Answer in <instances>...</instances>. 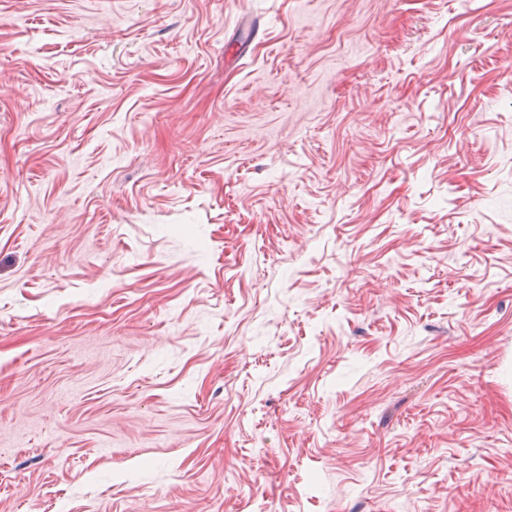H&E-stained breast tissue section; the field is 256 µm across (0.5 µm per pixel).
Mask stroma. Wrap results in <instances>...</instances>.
I'll use <instances>...</instances> for the list:
<instances>
[{"label":"stroma","mask_w":512,"mask_h":512,"mask_svg":"<svg viewBox=\"0 0 512 512\" xmlns=\"http://www.w3.org/2000/svg\"><path fill=\"white\" fill-rule=\"evenodd\" d=\"M0 512H512V0H0Z\"/></svg>","instance_id":"35a3bbf8"}]
</instances>
